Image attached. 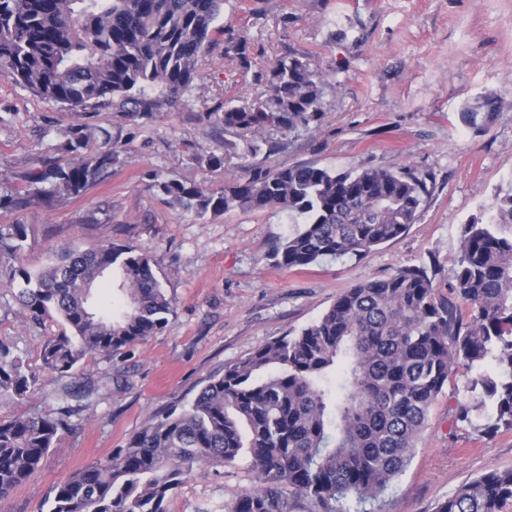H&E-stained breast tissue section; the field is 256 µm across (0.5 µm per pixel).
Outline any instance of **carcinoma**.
<instances>
[{
  "instance_id": "carcinoma-1",
  "label": "carcinoma",
  "mask_w": 512,
  "mask_h": 512,
  "mask_svg": "<svg viewBox=\"0 0 512 512\" xmlns=\"http://www.w3.org/2000/svg\"><path fill=\"white\" fill-rule=\"evenodd\" d=\"M224 0H0V77L72 110L111 105L149 119L159 86L176 99L198 75L213 43ZM247 34L224 39V54L248 64ZM264 94L206 119L226 132L282 134L318 127L325 115L324 73L290 52L254 74ZM494 118L486 100L461 113L473 128ZM95 127L74 124L62 150L25 181L48 206L77 196L112 172L111 140L83 155ZM236 144L206 159L225 167ZM429 174L364 166L331 170L315 163L249 166L219 190L176 179L154 184L185 212L200 217L230 209L288 213L298 228L272 251L275 264L303 268L324 258L363 257L404 235L421 218ZM31 195L0 196L17 210ZM27 225H0V279L18 285L15 298L37 328L57 324L34 370L0 341V402H27L55 383L52 414L0 418V502L40 469L58 434L98 393L93 380H75L89 352L117 353L162 331L172 299L151 257L133 246L98 244L72 250L30 271L18 259ZM454 282L434 286L436 268L409 265L345 289L295 335L265 342L205 379L186 404L152 415L104 460L52 488L49 512H168L170 496L212 468L246 458L256 485L224 512H386L385 494L408 466L430 408L453 368L475 369L457 420L483 434L512 430V193L497 198L486 217L463 226ZM119 276L124 304L101 307L95 284ZM469 309L463 323L459 304ZM512 500V469L490 471L457 490L435 512H501ZM372 505L368 510L365 505Z\"/></svg>"
}]
</instances>
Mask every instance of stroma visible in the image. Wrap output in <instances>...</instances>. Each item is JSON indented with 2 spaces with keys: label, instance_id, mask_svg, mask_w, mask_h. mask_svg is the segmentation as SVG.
<instances>
[{
  "label": "stroma",
  "instance_id": "stroma-1",
  "mask_svg": "<svg viewBox=\"0 0 512 512\" xmlns=\"http://www.w3.org/2000/svg\"><path fill=\"white\" fill-rule=\"evenodd\" d=\"M216 43L199 76L177 101L161 88L153 118L92 109L97 140L111 139L119 161L111 174L55 206L40 199L21 211L0 208V225L24 224L21 256L31 270L65 250L110 240L153 259L173 300L167 327L118 354L88 353L80 371L101 389L72 418L39 472L0 503V512H42L50 489L109 456L146 418L189 402L210 375L274 338L297 333L346 288L413 264H435L436 288L454 280L462 227L512 191V0H224ZM247 30L249 67L224 55L225 33ZM310 54L330 83L318 129L269 139L285 148L257 156L263 167L315 163L339 171L405 165L431 173L420 220L402 237L364 257L325 258L304 269L275 266L274 245L295 226L283 212L232 209L203 217L183 212L155 190L170 178L215 190L240 176L239 158L211 171L201 159L224 152L223 128L203 113L259 96L254 73L288 52ZM496 103L485 130L461 114ZM74 112L0 78V195L22 187L43 159L59 156ZM42 330L26 324L8 283H0V340L38 366ZM465 368L452 370L431 406L388 512H435L466 481L512 469V431L483 435L457 422ZM255 484L248 460L204 468L181 486L168 512H224Z\"/></svg>",
  "mask_w": 512,
  "mask_h": 512
}]
</instances>
